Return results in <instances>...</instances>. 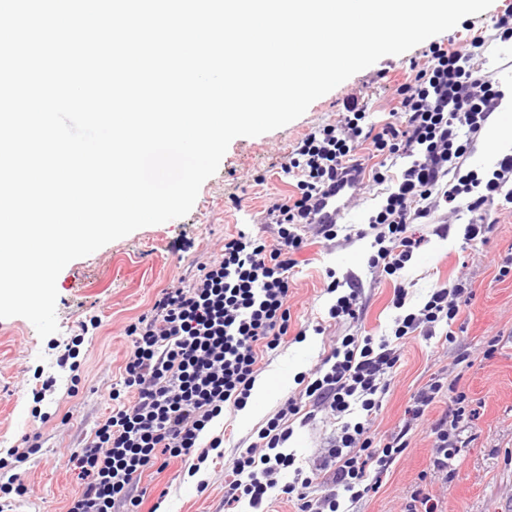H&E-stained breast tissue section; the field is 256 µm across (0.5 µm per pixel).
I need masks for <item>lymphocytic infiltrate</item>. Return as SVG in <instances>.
Instances as JSON below:
<instances>
[{"label":"lymphocytic infiltrate","mask_w":512,"mask_h":512,"mask_svg":"<svg viewBox=\"0 0 512 512\" xmlns=\"http://www.w3.org/2000/svg\"><path fill=\"white\" fill-rule=\"evenodd\" d=\"M485 45L481 36L456 49L431 44L413 81L398 89V122L369 123L366 106L355 100L335 123L307 133L284 166L295 180L293 194L275 199L264 211L265 222L275 227V243L250 225H239L225 237L221 256L203 265L192 283L163 289L150 312L127 326L131 351L109 392L112 413L67 461L79 482L67 512H113L118 506L140 512L144 473L166 467L173 458L187 462L188 474L198 476V490L207 489L201 466L224 442L210 431L227 412L246 408L263 356L284 343L291 327V280L297 256L308 245L304 230L318 224L323 198L346 182L361 189L383 187L378 205L354 235L372 240L369 268L397 278L424 243L410 224L436 207L470 212L463 237L472 241L486 231L487 202L512 206V150L498 152L484 171L470 166L483 129L508 92L474 66ZM361 145L373 166L357 159ZM318 226L328 242L341 230L335 221ZM326 274L327 291L335 296L328 320H358L359 288L342 285L335 269ZM468 292L461 279L411 306L406 289L396 288L397 314L389 335L331 340L320 363L298 377V394L281 401L252 441L236 449L224 486V512H270L275 500L292 503L295 512H351L377 490V477L408 448L414 424L428 419L430 409L446 397L451 407L429 419L436 444L431 471L444 480L452 477L470 419L456 383L430 379L386 441L377 440L372 420L402 345L418 333L450 341ZM322 412L340 420V431L307 466L288 443L295 426L313 424ZM39 450L38 436L26 435L0 455V471L9 474L0 485V512H11L14 497L26 494L19 469ZM319 483L327 487L320 496L314 490Z\"/></svg>","instance_id":"obj_1"}]
</instances>
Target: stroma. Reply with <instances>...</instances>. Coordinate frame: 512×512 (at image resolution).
<instances>
[{
	"label": "stroma",
	"mask_w": 512,
	"mask_h": 512,
	"mask_svg": "<svg viewBox=\"0 0 512 512\" xmlns=\"http://www.w3.org/2000/svg\"><path fill=\"white\" fill-rule=\"evenodd\" d=\"M427 48L423 42L381 58L282 128L235 138L187 216L137 229L70 262L57 278L56 333L42 339L27 319L0 318V451L27 434L39 435L42 445L21 467L28 492L16 498L15 512H67L79 489L67 459L112 411L108 390L119 381L130 350L126 327L150 311L161 290L191 283L200 267L220 254L225 235L237 225L253 222L261 234L270 235L260 217L272 199L293 189L282 169L293 146L313 128L334 122L353 93L367 102L374 120L388 119L397 106L399 86L414 78ZM485 215L491 228L482 240H464L462 219L443 207L417 225L425 244L401 283L412 300L460 279L467 280L473 296L461 308L453 342L440 345L421 335L407 340L372 423L376 437L386 438L402 424L417 389L445 374L457 378L473 412L469 445L457 456L451 480L431 477L434 438L426 423L418 422L407 450L355 512H403L420 486L438 501L440 512H512V273H500L505 257L512 254V211L494 202L486 204ZM369 252L366 238H310L288 301L292 330H306L307 336L303 342L283 344L263 361L267 391L253 394L244 410L213 427V434L224 437L225 455L247 445L280 400L298 392V374L319 363L331 337L389 333L399 283L371 271ZM329 267L337 277L359 280L364 310L359 321L327 326L318 335L312 328L324 320L333 300L325 292ZM495 336L500 343L493 355H486L487 342ZM76 339L81 342L77 370L59 367L58 356ZM463 354L469 365L459 364ZM45 376L53 377L55 385L39 402L33 393ZM333 433V423L319 419L296 429L290 446L300 459L313 460L328 447ZM201 478L208 482L203 492L197 489ZM142 484L147 489L145 507L157 503L162 512H224L223 463L207 464L193 478L184 462L174 460L163 470L146 472Z\"/></svg>",
	"instance_id": "35a3bbf8"
}]
</instances>
